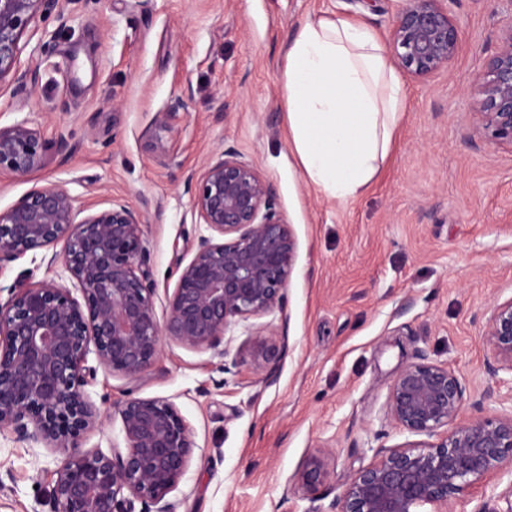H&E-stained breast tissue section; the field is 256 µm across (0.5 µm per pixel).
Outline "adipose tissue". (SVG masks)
Wrapping results in <instances>:
<instances>
[{
	"mask_svg": "<svg viewBox=\"0 0 512 512\" xmlns=\"http://www.w3.org/2000/svg\"><path fill=\"white\" fill-rule=\"evenodd\" d=\"M280 92L306 180L341 202L357 196L388 157L407 104L381 37L353 18L305 22L286 53Z\"/></svg>",
	"mask_w": 512,
	"mask_h": 512,
	"instance_id": "adipose-tissue-1",
	"label": "adipose tissue"
}]
</instances>
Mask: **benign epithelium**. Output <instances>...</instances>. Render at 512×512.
<instances>
[{
  "mask_svg": "<svg viewBox=\"0 0 512 512\" xmlns=\"http://www.w3.org/2000/svg\"><path fill=\"white\" fill-rule=\"evenodd\" d=\"M387 41L395 64L426 80L448 68L460 42L448 0H399ZM68 19L62 0H0V87L17 78L19 41L36 17ZM470 110L475 136L512 147V20L478 74ZM47 163L40 131L19 121L0 126V175L24 176ZM78 198L62 185L36 186L0 211V263L28 251L61 246L69 278L82 298L51 278L0 302V429L63 454L51 496L53 512H172L176 489L193 455L192 433L174 404L128 396L119 406L125 452L81 449L101 414L88 400L95 351L98 364L130 380L155 363L168 338L191 349L225 354L233 325L287 304L297 239L276 206L270 181L235 151L213 156L195 178L192 214L206 226L191 261L156 310L155 287L142 270L143 211L127 203L80 216ZM489 372L512 375V297L494 302L483 326ZM255 381L268 382L281 352L271 324L252 326ZM464 391L447 365L419 363L399 370L388 413L402 430L438 436L427 452L415 446L377 450L329 512H417L448 509L466 484L479 482L512 456V409L460 418ZM329 478L327 453L308 458L294 488L315 493Z\"/></svg>",
  "mask_w": 512,
  "mask_h": 512,
  "instance_id": "1",
  "label": "benign epithelium"
}]
</instances>
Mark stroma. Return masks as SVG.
I'll return each mask as SVG.
<instances>
[{"label": "stroma", "instance_id": "obj_1", "mask_svg": "<svg viewBox=\"0 0 512 512\" xmlns=\"http://www.w3.org/2000/svg\"><path fill=\"white\" fill-rule=\"evenodd\" d=\"M66 28L35 19L19 42L20 87L0 94V125L27 120L48 162L0 176V211L31 188L66 187L87 212L145 206L156 306L177 285L206 228L191 214L207 159L231 149L274 187L298 242L283 312L269 315L285 346L272 383L255 382L249 323L226 353L165 341L137 382L85 365L101 425L84 449L125 446L117 407L128 395L166 400L192 430V462L169 494L174 512H323L380 447L427 446L387 414L407 365L451 367L461 415L482 416L499 386L481 335L490 305L512 298V150L469 139L474 79L497 45L512 0H448L456 57L428 80H408L393 150L368 188L339 202L308 183L288 143L280 96L288 46L306 21L353 17L387 35L396 0H62ZM186 106L169 107L175 99ZM49 249L0 265V297L56 279L75 288ZM328 451L317 497L294 490L308 457ZM60 455L0 430V512H52ZM512 464L465 487L450 512L488 503L512 512L502 490Z\"/></svg>", "mask_w": 512, "mask_h": 512}]
</instances>
